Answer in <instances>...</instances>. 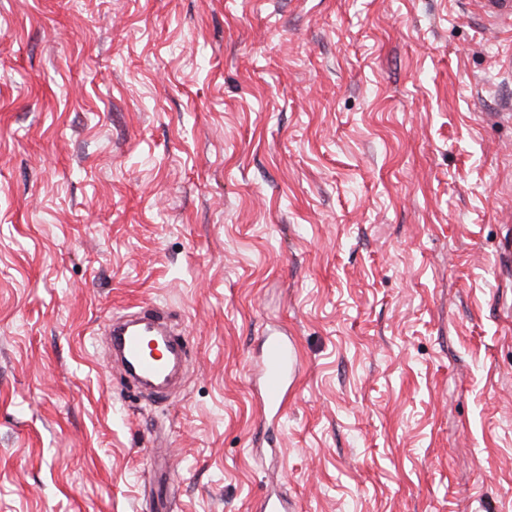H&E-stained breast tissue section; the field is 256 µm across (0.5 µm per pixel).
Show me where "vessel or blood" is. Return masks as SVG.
Here are the masks:
<instances>
[{
  "instance_id": "vessel-or-blood-1",
  "label": "vessel or blood",
  "mask_w": 512,
  "mask_h": 512,
  "mask_svg": "<svg viewBox=\"0 0 512 512\" xmlns=\"http://www.w3.org/2000/svg\"><path fill=\"white\" fill-rule=\"evenodd\" d=\"M479 13L495 28L512 30V0H473ZM108 334L118 357L122 377L137 390L167 395L173 385L176 363L185 355L182 334L157 307H130L126 316L113 320ZM158 354H150L149 341ZM258 369L265 411L279 410L288 394V381L297 369V354L287 340L269 336Z\"/></svg>"
}]
</instances>
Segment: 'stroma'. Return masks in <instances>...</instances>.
<instances>
[{"label": "stroma", "mask_w": 512, "mask_h": 512, "mask_svg": "<svg viewBox=\"0 0 512 512\" xmlns=\"http://www.w3.org/2000/svg\"><path fill=\"white\" fill-rule=\"evenodd\" d=\"M509 47L471 0H0V512H512ZM137 302L162 399L97 338ZM128 315L113 319L108 335L118 357L122 377L138 391L165 396L173 385L176 362L185 356L182 333L169 322V315L157 307L133 306ZM160 355L148 352L156 349ZM265 354L258 369L265 412L278 411L288 394V381L297 369V354L288 341L266 336Z\"/></svg>", "instance_id": "stroma-1"}]
</instances>
